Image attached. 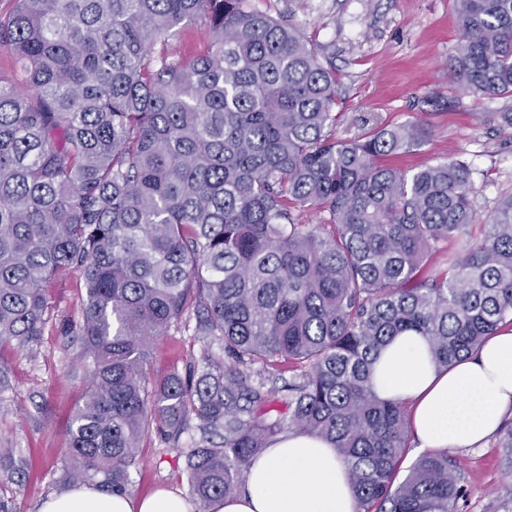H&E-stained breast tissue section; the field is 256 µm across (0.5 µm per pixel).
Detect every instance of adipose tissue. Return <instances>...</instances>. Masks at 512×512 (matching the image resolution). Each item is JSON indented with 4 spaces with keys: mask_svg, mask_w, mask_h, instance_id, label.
<instances>
[{
    "mask_svg": "<svg viewBox=\"0 0 512 512\" xmlns=\"http://www.w3.org/2000/svg\"><path fill=\"white\" fill-rule=\"evenodd\" d=\"M380 396L408 402L410 423L426 449L480 448L512 408V331L492 336L478 353L436 366L421 336H398L376 366ZM40 512H190L175 491L146 497L82 484L44 500ZM208 512H355L347 471L328 442L289 434L250 465L244 485L214 499Z\"/></svg>",
    "mask_w": 512,
    "mask_h": 512,
    "instance_id": "adipose-tissue-1",
    "label": "adipose tissue"
}]
</instances>
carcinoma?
<instances>
[{
    "label": "carcinoma",
    "mask_w": 512,
    "mask_h": 512,
    "mask_svg": "<svg viewBox=\"0 0 512 512\" xmlns=\"http://www.w3.org/2000/svg\"><path fill=\"white\" fill-rule=\"evenodd\" d=\"M16 2L0 50L36 95L0 82V342L39 343L53 278L78 272L92 370L62 485L126 494L150 426L176 448L193 429L206 512L295 432L335 448L357 512H455L448 450L395 482L407 408L375 366L396 336L448 367L512 329V196L472 241L471 165L384 163L422 143L417 123L336 134V76L248 0ZM453 2V76L512 97V0ZM191 21L211 42L176 57ZM186 316L200 362L150 382V344ZM498 448L512 477V426Z\"/></svg>",
    "instance_id": "obj_1"
}]
</instances>
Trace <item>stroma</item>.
<instances>
[{
  "mask_svg": "<svg viewBox=\"0 0 512 512\" xmlns=\"http://www.w3.org/2000/svg\"><path fill=\"white\" fill-rule=\"evenodd\" d=\"M266 6L299 26L334 70L338 134L361 136L377 126L417 122L427 137L394 165L411 170L450 158L471 165V232L480 236L500 199L512 194V126L497 118L512 111V98L473 93L449 76L447 63L460 36L453 0H267ZM83 293L78 273L58 277L40 342L0 346V360L9 366V385L0 391V448L15 449L23 460L17 482L0 487L12 512H38L61 490L69 465L68 420L89 378L80 338L69 330ZM201 348L191 328L172 326L154 343L147 371L160 379L186 370L198 362ZM454 454L465 471L456 512H504L507 478L495 443ZM131 481L136 496L189 492L183 455L154 428L142 440Z\"/></svg>",
  "mask_w": 512,
  "mask_h": 512,
  "instance_id": "35a3bbf8",
  "label": "stroma"
}]
</instances>
